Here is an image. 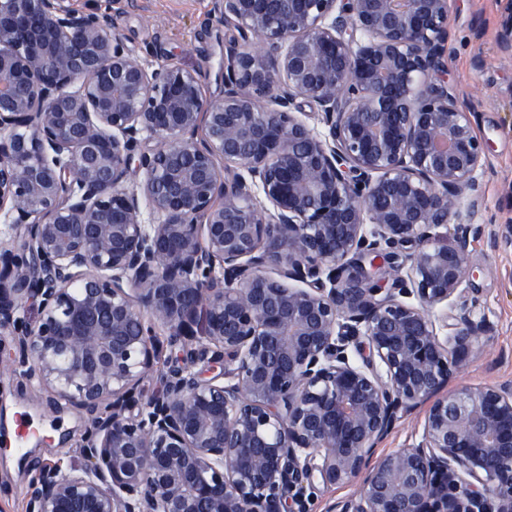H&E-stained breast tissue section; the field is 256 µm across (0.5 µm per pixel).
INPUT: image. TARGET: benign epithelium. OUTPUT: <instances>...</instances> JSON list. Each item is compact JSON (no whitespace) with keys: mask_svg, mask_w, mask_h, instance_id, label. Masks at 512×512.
I'll return each instance as SVG.
<instances>
[{"mask_svg":"<svg viewBox=\"0 0 512 512\" xmlns=\"http://www.w3.org/2000/svg\"><path fill=\"white\" fill-rule=\"evenodd\" d=\"M65 2L0 0V333L86 416L26 512H307L359 474L340 512H512V383L450 386L493 327L432 317L484 232L450 0H215L217 100ZM424 403L420 442L373 459ZM360 478L353 477L344 483L333 486L317 485L314 497L309 501V512H330L335 510L334 505L352 497L359 485Z\"/></svg>","mask_w":512,"mask_h":512,"instance_id":"obj_1","label":"benign epithelium"}]
</instances>
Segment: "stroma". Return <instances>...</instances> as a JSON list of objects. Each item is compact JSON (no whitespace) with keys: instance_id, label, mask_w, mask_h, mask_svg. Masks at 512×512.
I'll list each match as a JSON object with an SVG mask.
<instances>
[{"instance_id":"obj_1","label":"stroma","mask_w":512,"mask_h":512,"mask_svg":"<svg viewBox=\"0 0 512 512\" xmlns=\"http://www.w3.org/2000/svg\"><path fill=\"white\" fill-rule=\"evenodd\" d=\"M78 11L95 8L113 18L126 48L158 64L170 61L203 74L212 99L224 91L227 27L212 23L213 0H67ZM507 0H450L448 83L476 114L474 129L488 149L478 192L490 230L512 225V55L498 44ZM471 273L461 303L493 326L473 343L459 379L473 386L512 381V246L491 250L474 242ZM26 416L32 432L24 447L8 443L0 454V512H25V488L43 464L69 467L76 458L84 415L55 404L50 390L11 370L0 371V432L11 417Z\"/></svg>"}]
</instances>
